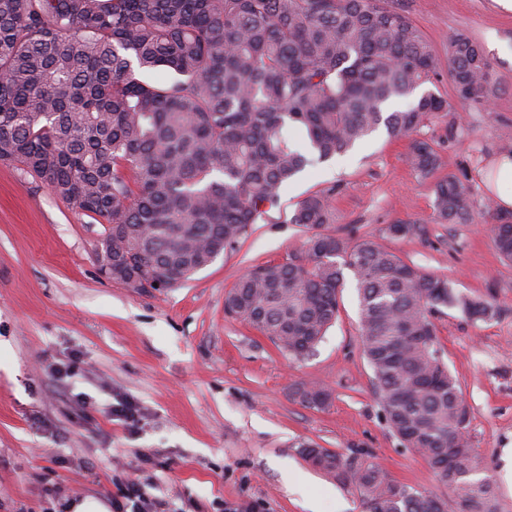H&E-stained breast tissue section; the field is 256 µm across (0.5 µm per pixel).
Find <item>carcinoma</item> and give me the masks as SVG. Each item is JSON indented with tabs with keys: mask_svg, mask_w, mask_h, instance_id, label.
I'll return each instance as SVG.
<instances>
[{
	"mask_svg": "<svg viewBox=\"0 0 512 512\" xmlns=\"http://www.w3.org/2000/svg\"><path fill=\"white\" fill-rule=\"evenodd\" d=\"M157 68L171 80L142 79ZM448 74L461 101L489 106L491 62L465 32L448 40ZM436 75L406 0H0V161L109 225L96 258L123 261L119 280L153 272L175 288L246 238L304 171L381 127L401 138L447 111L434 93L386 109ZM408 160L424 175L441 164L427 140ZM433 193L441 222L491 225L512 262L511 216L454 175ZM329 217L325 193L302 199L292 223L312 230L305 256L242 275L225 313L302 360L336 320L350 272L386 424L463 512H496L431 315L455 308L487 321L497 310L370 238L326 231ZM293 395L311 408L331 397L303 383ZM301 454L354 489L364 512H445L368 452L306 443Z\"/></svg>",
	"mask_w": 512,
	"mask_h": 512,
	"instance_id": "1",
	"label": "carcinoma"
}]
</instances>
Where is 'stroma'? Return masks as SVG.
I'll use <instances>...</instances> for the list:
<instances>
[{
  "label": "stroma",
  "instance_id": "1",
  "mask_svg": "<svg viewBox=\"0 0 512 512\" xmlns=\"http://www.w3.org/2000/svg\"><path fill=\"white\" fill-rule=\"evenodd\" d=\"M439 75L423 89L448 102L414 138L439 142V175L467 177L478 197L490 161L512 148V58L490 35L512 40V13L494 0H408ZM486 47L499 94L490 108L461 103L448 78V38ZM412 138L378 131L350 154L286 187L247 238L191 280L149 293L101 277L104 230L19 165L0 162V512H56L72 501L111 502L134 481L171 512H362L358 494L311 467L299 445L361 448L396 481L460 506L426 461L384 421L360 344L353 282L313 355L282 354L256 330L224 314V296L249 268L303 254L309 229L291 223L309 192L329 194V231L368 237L421 270L448 277L462 294L492 302L473 321L436 315L443 359L472 412L469 430L500 512H512L502 448L512 445V262L482 224H444L434 178L407 160ZM417 234L389 238L391 224ZM297 383L332 392L316 410L291 395ZM138 407L136 425L113 405ZM93 462L87 473L84 462Z\"/></svg>",
  "mask_w": 512,
  "mask_h": 512
}]
</instances>
